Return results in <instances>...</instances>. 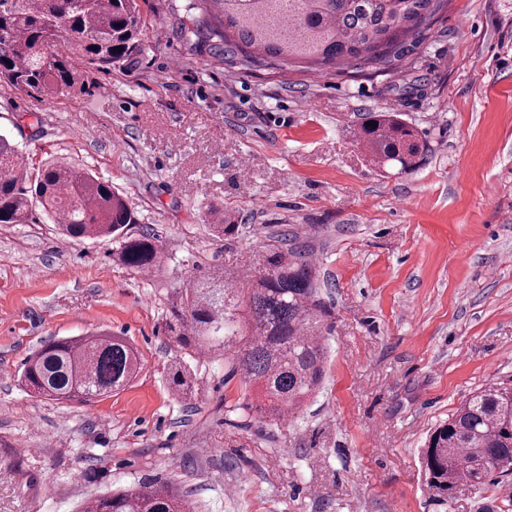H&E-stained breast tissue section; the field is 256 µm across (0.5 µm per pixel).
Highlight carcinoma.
Masks as SVG:
<instances>
[{
	"label": "carcinoma",
	"mask_w": 512,
	"mask_h": 512,
	"mask_svg": "<svg viewBox=\"0 0 512 512\" xmlns=\"http://www.w3.org/2000/svg\"><path fill=\"white\" fill-rule=\"evenodd\" d=\"M447 0H190L208 15L215 48L235 50L254 66L295 61L318 67L389 65L402 46L431 25ZM137 0H0V81L42 96L81 91L77 65L110 70L146 50ZM63 45L65 52L58 51ZM359 142L371 162L416 168L427 145L386 112H369ZM39 206L72 238L110 237L119 262L135 271L159 266L162 249L148 234L129 232L136 217L125 200L85 169L49 163L38 173L0 135V224H28ZM236 286L219 271L194 278L172 316L195 350L230 351L237 343ZM252 334L234 355L244 382L256 391L255 410L281 420L301 408L325 369L326 309L312 268L298 257L275 256L248 288ZM141 369L135 348L120 336L52 340L22 364L21 383L48 399L87 404L128 386ZM428 484L450 496L460 483L481 486L512 472V380L493 383L464 400L438 426L423 450ZM168 484L95 498L81 512H193Z\"/></svg>",
	"instance_id": "1"
}]
</instances>
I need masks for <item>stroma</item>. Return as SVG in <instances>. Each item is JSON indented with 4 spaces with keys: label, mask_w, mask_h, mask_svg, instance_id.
<instances>
[{
    "label": "stroma",
    "mask_w": 512,
    "mask_h": 512,
    "mask_svg": "<svg viewBox=\"0 0 512 512\" xmlns=\"http://www.w3.org/2000/svg\"><path fill=\"white\" fill-rule=\"evenodd\" d=\"M147 49L55 97L0 83V134L31 167L62 159L121 193L159 240L147 273L113 242L58 234L42 212L0 224V512H80L172 482L195 512H512L506 481L440 501L422 451L472 392L512 378V0H448L385 70L251 66L188 0H139ZM428 144L418 168L374 166L366 113ZM223 213L233 233L211 229ZM302 254L329 313L320 389L259 418L223 353L183 345L171 310L189 280L245 288ZM104 333L142 360L88 405L34 395L21 365L44 342ZM191 376L171 392V364Z\"/></svg>",
    "instance_id": "obj_1"
}]
</instances>
